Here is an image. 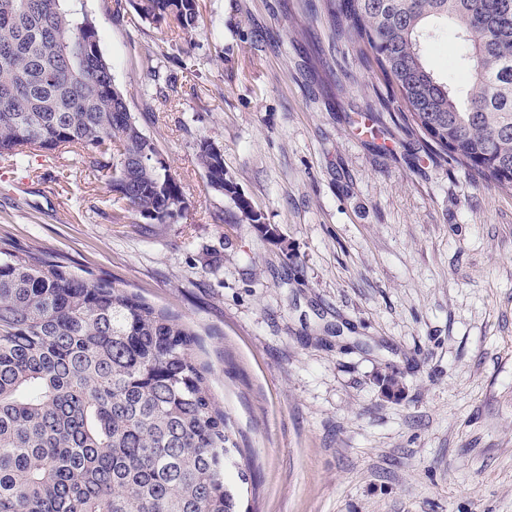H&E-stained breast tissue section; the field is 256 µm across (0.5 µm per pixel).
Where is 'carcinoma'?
Instances as JSON below:
<instances>
[{"mask_svg": "<svg viewBox=\"0 0 512 512\" xmlns=\"http://www.w3.org/2000/svg\"><path fill=\"white\" fill-rule=\"evenodd\" d=\"M173 33L198 0H129ZM332 35L375 72L380 106L433 159L512 192V0H321ZM458 45L457 79L431 63ZM85 154L141 224H172L185 199L130 112L81 0H0V156ZM195 160L224 192V154ZM169 311L64 262L0 245V512H240L251 463Z\"/></svg>", "mask_w": 512, "mask_h": 512, "instance_id": "carcinoma-1", "label": "carcinoma"}]
</instances>
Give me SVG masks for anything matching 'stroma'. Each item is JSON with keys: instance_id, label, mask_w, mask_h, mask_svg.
Instances as JSON below:
<instances>
[{"instance_id": "35a3bbf8", "label": "stroma", "mask_w": 512, "mask_h": 512, "mask_svg": "<svg viewBox=\"0 0 512 512\" xmlns=\"http://www.w3.org/2000/svg\"><path fill=\"white\" fill-rule=\"evenodd\" d=\"M198 2L175 39L84 0L182 218L139 224L80 156L33 150L0 157V241L197 333L251 512H512V193L433 163L311 0ZM203 138L278 239L208 189Z\"/></svg>"}]
</instances>
